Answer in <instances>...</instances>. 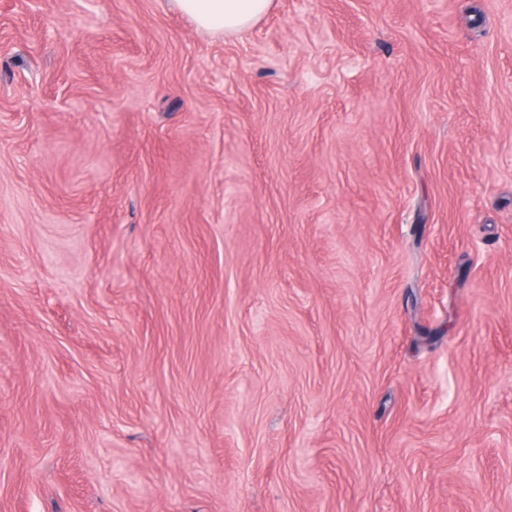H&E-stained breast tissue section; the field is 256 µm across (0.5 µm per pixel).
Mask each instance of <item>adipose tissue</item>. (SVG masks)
Segmentation results:
<instances>
[{"instance_id":"obj_1","label":"adipose tissue","mask_w":512,"mask_h":512,"mask_svg":"<svg viewBox=\"0 0 512 512\" xmlns=\"http://www.w3.org/2000/svg\"><path fill=\"white\" fill-rule=\"evenodd\" d=\"M168 4L199 29L236 36L268 12L271 0H168Z\"/></svg>"}]
</instances>
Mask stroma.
<instances>
[{"label": "stroma", "mask_w": 512, "mask_h": 512, "mask_svg": "<svg viewBox=\"0 0 512 512\" xmlns=\"http://www.w3.org/2000/svg\"><path fill=\"white\" fill-rule=\"evenodd\" d=\"M0 512H512V0H0ZM271 0H168L169 7L198 29L224 36L240 35L269 10Z\"/></svg>", "instance_id": "1"}]
</instances>
